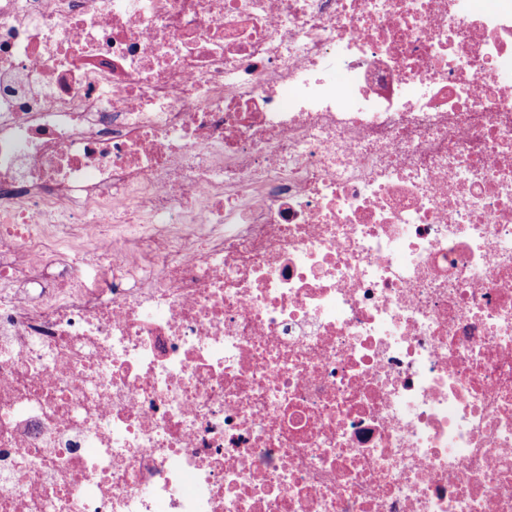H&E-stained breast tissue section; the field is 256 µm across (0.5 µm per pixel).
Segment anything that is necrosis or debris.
<instances>
[{
    "instance_id": "1",
    "label": "necrosis or debris",
    "mask_w": 512,
    "mask_h": 512,
    "mask_svg": "<svg viewBox=\"0 0 512 512\" xmlns=\"http://www.w3.org/2000/svg\"><path fill=\"white\" fill-rule=\"evenodd\" d=\"M0 512H512V0H0Z\"/></svg>"
}]
</instances>
